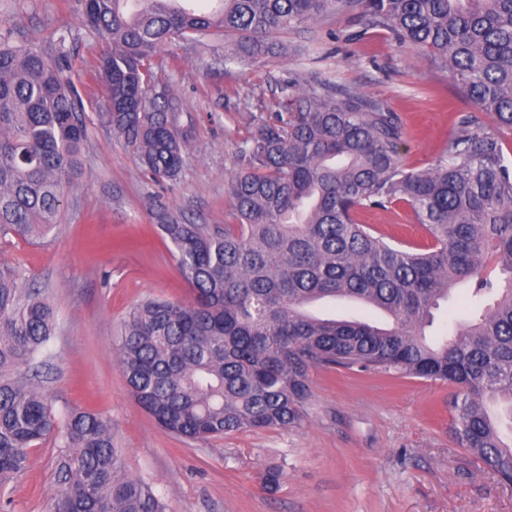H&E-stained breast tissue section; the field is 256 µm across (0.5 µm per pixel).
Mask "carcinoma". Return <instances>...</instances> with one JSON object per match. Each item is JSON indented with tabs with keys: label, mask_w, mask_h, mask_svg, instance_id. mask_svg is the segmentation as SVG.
I'll return each instance as SVG.
<instances>
[{
	"label": "carcinoma",
	"mask_w": 512,
	"mask_h": 512,
	"mask_svg": "<svg viewBox=\"0 0 512 512\" xmlns=\"http://www.w3.org/2000/svg\"><path fill=\"white\" fill-rule=\"evenodd\" d=\"M82 0L83 25L103 36L101 120L157 180L181 171L188 139L178 99L154 61L172 39L214 30L237 39L231 60L276 54L273 38L329 13H356L426 56L469 104L512 129V0ZM274 119L246 139L227 194L238 223L167 218L158 225L190 286L188 301L146 298L113 342L130 391L164 431L193 442L304 420L315 368L382 372L457 387L452 432L483 468L512 485V158L470 113L448 154L408 165L394 113L375 99L294 70L279 80ZM87 115L65 38L55 57L0 30V240L45 243L67 189L82 175ZM406 204L424 230L404 247L362 209ZM459 285L478 317L427 340L434 310ZM368 300L391 318H318L317 298ZM56 318L40 290L0 266V485L57 431L52 512H165L152 486L122 470L112 424L90 409L58 420L41 391Z\"/></svg>",
	"instance_id": "cac0c4a2"
}]
</instances>
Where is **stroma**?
Here are the masks:
<instances>
[{
    "instance_id": "obj_1",
    "label": "stroma",
    "mask_w": 512,
    "mask_h": 512,
    "mask_svg": "<svg viewBox=\"0 0 512 512\" xmlns=\"http://www.w3.org/2000/svg\"><path fill=\"white\" fill-rule=\"evenodd\" d=\"M80 13L79 0H0V26L15 41L50 56L66 46L89 116L84 175L65 195L58 234L40 245H0V264L16 267L24 286L40 289L57 315L43 382L56 415L89 406L110 419L127 473L153 485L167 512H512V488L451 434L450 384L315 369L301 426L187 442L142 409L113 357L118 326L139 300L190 296L156 227L158 209L192 224L236 223L224 185L241 168L242 141L277 112L286 70H316L382 101L397 115L406 160L418 170L446 154L459 115L470 110L447 73L387 31H362L352 13L279 34L281 54L250 66L225 61L223 33L173 40L159 51L156 71L192 118L190 147L177 179L158 183L98 119L107 45ZM361 220L423 240L403 204L364 212ZM471 309L468 289L454 288L427 337L463 328ZM59 452L55 436L31 450L25 473L0 487V512H50ZM271 470L281 474L274 489L265 482Z\"/></svg>"
}]
</instances>
